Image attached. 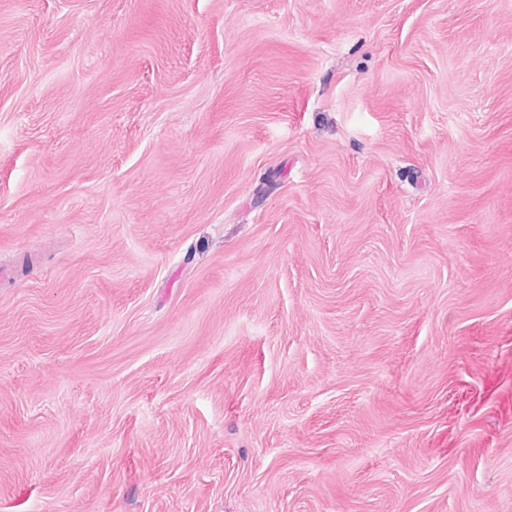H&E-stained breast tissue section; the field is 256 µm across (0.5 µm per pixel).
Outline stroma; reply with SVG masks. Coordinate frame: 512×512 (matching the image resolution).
<instances>
[{
    "label": "stroma",
    "mask_w": 512,
    "mask_h": 512,
    "mask_svg": "<svg viewBox=\"0 0 512 512\" xmlns=\"http://www.w3.org/2000/svg\"><path fill=\"white\" fill-rule=\"evenodd\" d=\"M0 512H512V0H0Z\"/></svg>",
    "instance_id": "stroma-1"
}]
</instances>
